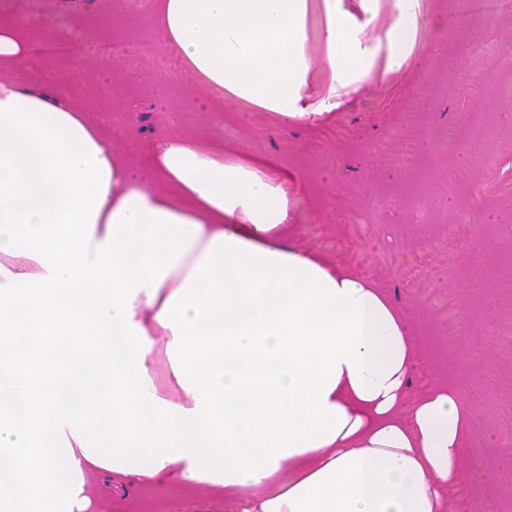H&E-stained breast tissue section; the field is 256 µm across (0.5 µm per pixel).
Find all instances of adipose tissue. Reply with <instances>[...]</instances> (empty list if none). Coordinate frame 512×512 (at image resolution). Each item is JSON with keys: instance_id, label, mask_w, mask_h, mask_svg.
I'll return each instance as SVG.
<instances>
[{"instance_id": "obj_1", "label": "adipose tissue", "mask_w": 512, "mask_h": 512, "mask_svg": "<svg viewBox=\"0 0 512 512\" xmlns=\"http://www.w3.org/2000/svg\"><path fill=\"white\" fill-rule=\"evenodd\" d=\"M349 3L155 0V21L210 97L312 123L414 52L419 0H396L373 44L379 0ZM31 45L0 23V512H87L100 474L246 486L244 512H445L473 408L447 382L406 405L402 314L293 243L297 177L215 139L120 153L18 80ZM81 382L98 409L73 403Z\"/></svg>"}]
</instances>
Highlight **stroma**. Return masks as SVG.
I'll return each mask as SVG.
<instances>
[{"label":"stroma","instance_id":"35a3bbf8","mask_svg":"<svg viewBox=\"0 0 512 512\" xmlns=\"http://www.w3.org/2000/svg\"><path fill=\"white\" fill-rule=\"evenodd\" d=\"M0 0V16L45 33L62 52L31 56L30 89L59 84L66 105L93 112L114 149L139 153L160 136L199 129L302 177L295 244L381 288L402 311L416 357L415 401L442 379L461 380L475 409L465 450L472 466L448 491L447 512L491 502L512 512V10L481 0H420L417 42L426 48L398 72L350 90L334 115L287 124L202 91L176 55L74 56L99 34L156 44L155 0ZM489 137L443 140L461 120ZM483 258L475 267V258ZM476 371L478 382L463 378ZM89 512H242L250 496L214 497L207 486H129L91 480Z\"/></svg>","mask_w":512,"mask_h":512}]
</instances>
